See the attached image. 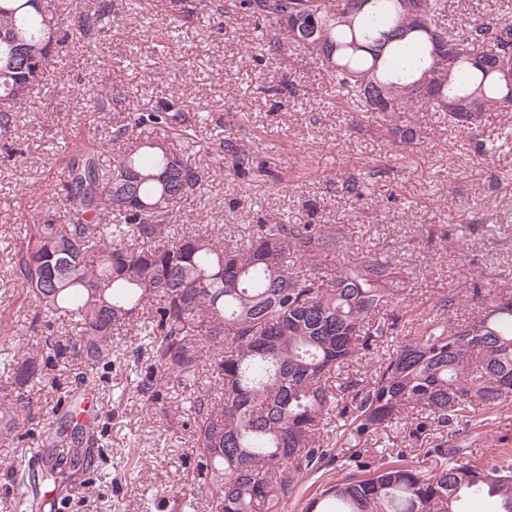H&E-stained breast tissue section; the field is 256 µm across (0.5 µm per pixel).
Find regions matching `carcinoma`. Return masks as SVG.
Wrapping results in <instances>:
<instances>
[{"mask_svg": "<svg viewBox=\"0 0 512 512\" xmlns=\"http://www.w3.org/2000/svg\"><path fill=\"white\" fill-rule=\"evenodd\" d=\"M178 22L193 18L188 0H159ZM242 9L271 24L267 50L308 52L329 76L326 96L345 112L387 118L401 105L448 116L471 134L474 155L491 157L483 138L488 112H512V23H475L463 33L444 23L447 0H228L217 15ZM137 18L124 0H92L77 21L59 0H0V140L41 91L60 44L73 29L89 37L119 16ZM315 26H289V21ZM266 92H296L280 81ZM182 105L139 106L127 113L126 147L105 166L101 143L76 147L66 163L61 199L23 225L11 272L32 296L45 326L68 318L76 337L52 345L54 356L92 365L112 355V331L134 326L151 348L160 378L193 389L197 451L211 474V512H257L269 495L288 501L302 480L330 465L321 443L333 424L351 439L378 437L418 411L408 435L439 434V465L428 471L407 456L381 455L321 486L305 512H469L493 501L512 512V454L492 464L469 456L461 438L489 415L512 408V293L489 282L474 288L481 312L458 318L460 299H439L432 313L405 319V277L389 256L370 249L333 273L319 258L347 245L334 224H255L242 245L171 223L175 203L201 186L198 167L155 136L188 133ZM402 144L417 127L385 128ZM233 171L250 155L228 139ZM345 193L363 198L366 180L350 174ZM401 337L364 379L335 385L342 369L377 342ZM209 354L198 384L200 354ZM37 354L3 363L0 440L30 415L26 388L43 378ZM454 440L449 441L447 437ZM73 474L51 467L41 481L62 489Z\"/></svg>", "mask_w": 512, "mask_h": 512, "instance_id": "1", "label": "carcinoma"}]
</instances>
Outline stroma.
Returning a JSON list of instances; mask_svg holds the SVG:
<instances>
[{"mask_svg":"<svg viewBox=\"0 0 512 512\" xmlns=\"http://www.w3.org/2000/svg\"><path fill=\"white\" fill-rule=\"evenodd\" d=\"M139 11V25L121 20L71 42L57 73L24 104L8 146L0 145V358L19 351L50 359L46 379L31 389L30 418L14 440L0 443V512H18L16 465L45 451L48 424L87 386L98 398L97 433L84 442L85 461L52 512H180L176 501L190 475L195 512H210L188 389L161 379L149 347L130 326L113 331L111 357L95 366L50 358V340L71 337V328L35 321L34 303L8 271L20 224L60 204L61 160L75 136L101 139L106 165L122 148L121 113L91 109L101 93L113 92L126 105H208L206 122L193 123L187 137L165 136L207 173L201 188L176 204L178 223L208 226L230 243L252 225L280 217L335 225L350 257L373 247L409 269L405 306L417 313L456 292L464 295L459 317L476 313L478 304L466 292L480 274L501 275V287L512 290V140L493 157L476 160L466 135L451 131L442 113L404 108L393 112L392 123L419 127L422 141L395 142L379 120L356 122L329 104L328 78L311 55L287 49L271 56L261 20L240 11L218 30L201 6L164 45L159 35L169 16L153 0H140ZM287 74L299 90L284 105L264 88ZM218 132L251 154L246 175L217 168L210 151ZM375 167L389 175L371 181L365 199L342 191L345 175ZM435 443L434 435L409 437L400 429L350 443L323 478H306L293 498L266 500L261 512H303L322 481L354 472L357 462L384 451L434 468ZM469 444L486 462L512 449V411L473 429ZM8 460L14 469L5 468Z\"/></svg>","mask_w":512,"mask_h":512,"instance_id":"1","label":"stroma"}]
</instances>
